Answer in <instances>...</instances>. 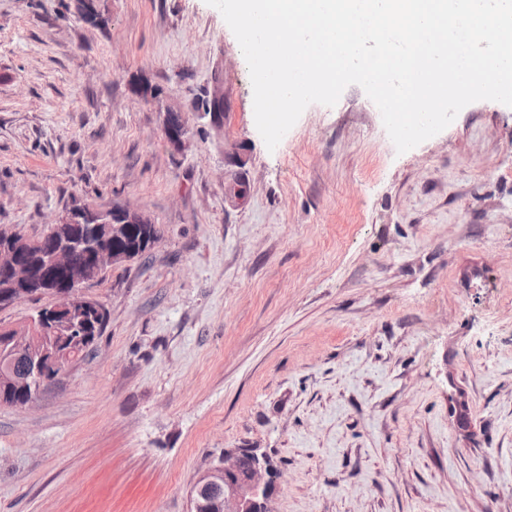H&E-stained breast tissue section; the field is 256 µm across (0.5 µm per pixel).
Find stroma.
<instances>
[{
    "label": "stroma",
    "mask_w": 512,
    "mask_h": 512,
    "mask_svg": "<svg viewBox=\"0 0 512 512\" xmlns=\"http://www.w3.org/2000/svg\"><path fill=\"white\" fill-rule=\"evenodd\" d=\"M93 11L0 0V225L125 204L161 234L85 288L87 357L0 405V512H190L227 448L277 462L272 512H512V107L400 154L351 85L271 151L206 0ZM163 129L167 139L173 145H179L187 134L188 118L182 112H165Z\"/></svg>",
    "instance_id": "35a3bbf8"
}]
</instances>
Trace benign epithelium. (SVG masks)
<instances>
[{
    "label": "benign epithelium",
    "instance_id": "1",
    "mask_svg": "<svg viewBox=\"0 0 512 512\" xmlns=\"http://www.w3.org/2000/svg\"><path fill=\"white\" fill-rule=\"evenodd\" d=\"M167 139L174 145L183 142L188 118L182 112H167L163 118ZM96 224H150L152 219L125 205L91 210ZM84 206L74 205L53 224L48 235L52 246L45 251L39 266L21 258L20 247L27 240L19 230L0 228V267L11 279L22 284L0 299V307H9L35 295L49 293L56 303L48 311L22 325L1 327L6 334L0 344V382L25 390L34 386L27 405H32L44 387L67 373L78 362V355L61 354L52 348L48 336H69L66 318L80 309L88 316L102 313L101 304L87 298L83 288L96 282L110 267L129 260L103 242L84 243L61 240L57 236L64 225L84 223ZM271 475L262 455L226 448L218 463L207 468L195 483L196 495L191 512H259L269 510Z\"/></svg>",
    "mask_w": 512,
    "mask_h": 512
}]
</instances>
